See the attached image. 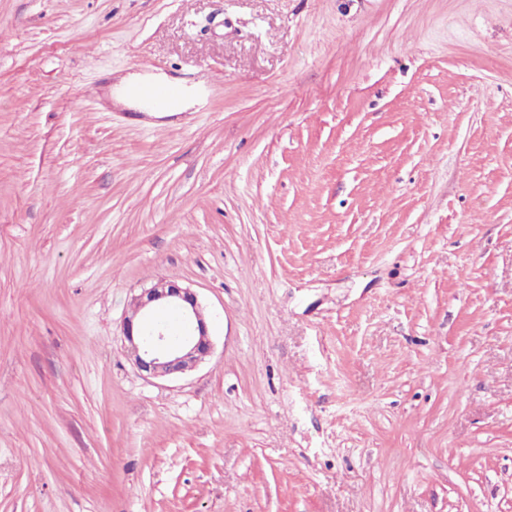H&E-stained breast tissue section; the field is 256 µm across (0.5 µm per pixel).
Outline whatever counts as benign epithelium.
I'll list each match as a JSON object with an SVG mask.
<instances>
[{"label": "benign epithelium", "instance_id": "7a95c632", "mask_svg": "<svg viewBox=\"0 0 512 512\" xmlns=\"http://www.w3.org/2000/svg\"><path fill=\"white\" fill-rule=\"evenodd\" d=\"M161 308L180 314L190 327L185 338L173 340L167 326L156 321L155 312ZM200 308L193 289L167 278L141 289L122 322L126 357L147 378L167 380L192 372L214 348L210 325Z\"/></svg>", "mask_w": 512, "mask_h": 512}]
</instances>
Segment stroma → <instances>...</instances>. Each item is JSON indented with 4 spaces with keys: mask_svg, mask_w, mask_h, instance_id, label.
<instances>
[{
    "mask_svg": "<svg viewBox=\"0 0 512 512\" xmlns=\"http://www.w3.org/2000/svg\"><path fill=\"white\" fill-rule=\"evenodd\" d=\"M0 512H512V0H0ZM169 85L179 86L181 88V93L179 87ZM150 86L167 87L157 88ZM142 88L144 89L141 91V95L146 100H169L162 102H148L140 97L139 92ZM193 96L194 92L192 88L183 86L180 79L170 78L164 74L145 76L138 75L130 78H123L119 83L114 85L112 84V101L114 100L115 103L133 108L138 112H157L169 114L185 112L189 108V104ZM175 309L191 328L174 341L165 324L155 319L158 309ZM197 293L167 278H159L141 288L122 322L124 352L147 378L167 380L195 370L214 348L209 323L200 312Z\"/></svg>",
    "mask_w": 512,
    "mask_h": 512,
    "instance_id": "1",
    "label": "stroma"
}]
</instances>
